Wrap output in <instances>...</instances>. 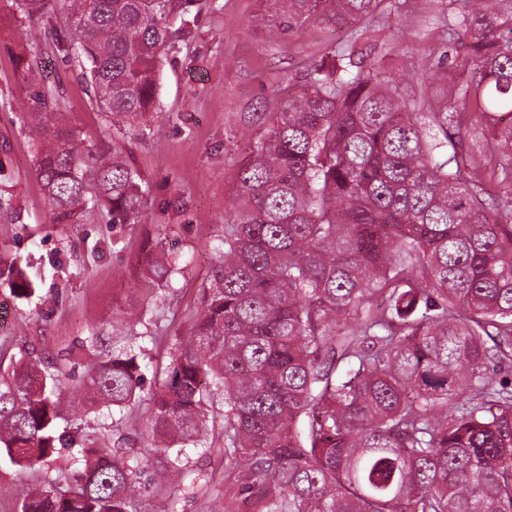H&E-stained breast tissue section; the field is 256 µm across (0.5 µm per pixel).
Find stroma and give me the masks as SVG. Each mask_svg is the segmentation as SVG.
<instances>
[{"label": "stroma", "mask_w": 512, "mask_h": 512, "mask_svg": "<svg viewBox=\"0 0 512 512\" xmlns=\"http://www.w3.org/2000/svg\"><path fill=\"white\" fill-rule=\"evenodd\" d=\"M418 0L383 12L370 22L373 35L354 40L352 27L311 22L283 30L278 0H201L194 26L179 31L161 59L157 112L127 132L148 188L152 219L145 224H54L45 191L33 172V154L19 117L28 108L18 58L31 76L58 89L62 111L88 139L111 140L112 119L95 104L81 68L64 47L75 35L60 6L27 20L14 0H0V374L38 359L63 365L60 427L88 439L126 443L147 472L167 461L146 455L149 409L140 402L111 417L87 413L79 403L80 379L102 350L112 347V328L122 325L121 345L137 342L145 388L164 370L175 340L187 339L201 307L200 285L221 245L224 208L252 142L267 131L275 93L303 84L330 47H353L364 62L400 78L408 95L425 91V78L454 69L457 40L448 0L429 11ZM188 258L159 309L142 323L123 325L124 310L142 285L152 245ZM36 282L34 295L17 297L20 277ZM99 335L97 343L88 338ZM177 486L150 485L141 512H224V456L220 448L187 449ZM76 471L67 453L36 470L0 461V512H21L24 493L43 476L60 486Z\"/></svg>", "instance_id": "1"}]
</instances>
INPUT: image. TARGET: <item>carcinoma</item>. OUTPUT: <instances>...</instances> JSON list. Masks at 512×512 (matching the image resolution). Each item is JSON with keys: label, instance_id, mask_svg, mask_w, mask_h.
I'll use <instances>...</instances> for the list:
<instances>
[{"label": "carcinoma", "instance_id": "1", "mask_svg": "<svg viewBox=\"0 0 512 512\" xmlns=\"http://www.w3.org/2000/svg\"><path fill=\"white\" fill-rule=\"evenodd\" d=\"M49 0H18L31 20ZM196 0H64L67 46L95 100L129 124L156 106L159 65ZM285 29L363 25L387 0H286ZM462 71L437 70L438 107L407 103L351 50L280 90L224 214L189 343L150 394L154 452L217 438L224 512H512V11L456 0ZM21 124L54 224L150 219L118 143H92L56 94L29 84ZM487 133L467 141L473 115ZM180 257L151 247L128 315L165 295ZM143 387L137 355L89 364L90 413ZM57 375L28 363L0 383V456L33 468L67 451L22 512H129L139 460L67 431Z\"/></svg>", "mask_w": 512, "mask_h": 512}]
</instances>
